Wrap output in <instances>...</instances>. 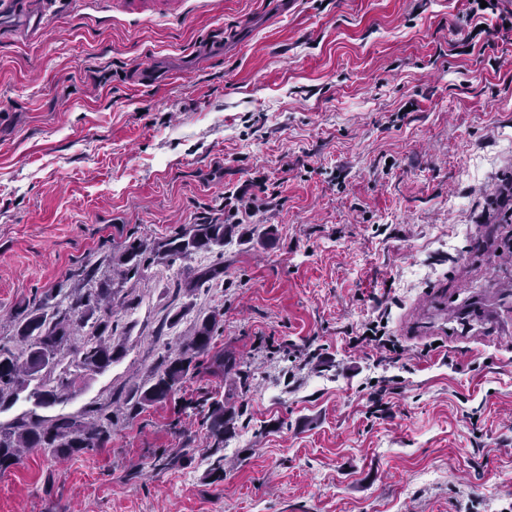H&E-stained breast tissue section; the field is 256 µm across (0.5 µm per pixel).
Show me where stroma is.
<instances>
[{
  "instance_id": "1",
  "label": "stroma",
  "mask_w": 512,
  "mask_h": 512,
  "mask_svg": "<svg viewBox=\"0 0 512 512\" xmlns=\"http://www.w3.org/2000/svg\"><path fill=\"white\" fill-rule=\"evenodd\" d=\"M27 2L38 34L0 22V345L127 242L239 233L114 279L120 358L78 367L84 328L31 382L75 374L50 415L103 407L112 437L25 453L0 512H512V32L465 49L466 0ZM215 310L196 373L129 414ZM379 317L398 362L352 344ZM235 413L224 408V403L213 402L208 411L209 432L214 443L219 447L224 443V436L231 428Z\"/></svg>"
}]
</instances>
